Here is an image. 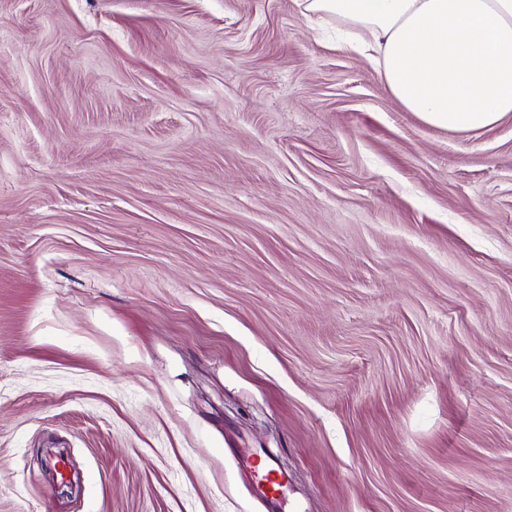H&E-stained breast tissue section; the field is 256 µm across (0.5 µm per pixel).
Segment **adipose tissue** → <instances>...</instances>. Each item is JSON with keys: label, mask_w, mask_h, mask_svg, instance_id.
<instances>
[{"label": "adipose tissue", "mask_w": 512, "mask_h": 512, "mask_svg": "<svg viewBox=\"0 0 512 512\" xmlns=\"http://www.w3.org/2000/svg\"><path fill=\"white\" fill-rule=\"evenodd\" d=\"M347 24L392 97L451 132L512 115V0H302Z\"/></svg>", "instance_id": "obj_1"}]
</instances>
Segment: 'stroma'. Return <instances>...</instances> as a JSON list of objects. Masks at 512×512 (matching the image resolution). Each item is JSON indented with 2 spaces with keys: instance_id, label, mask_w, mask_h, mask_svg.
<instances>
[{
  "instance_id": "1",
  "label": "stroma",
  "mask_w": 512,
  "mask_h": 512,
  "mask_svg": "<svg viewBox=\"0 0 512 512\" xmlns=\"http://www.w3.org/2000/svg\"><path fill=\"white\" fill-rule=\"evenodd\" d=\"M340 27L0 0V512H512V116ZM254 486L256 494L270 502H277L283 496L287 478L272 464L261 470H254Z\"/></svg>"
}]
</instances>
